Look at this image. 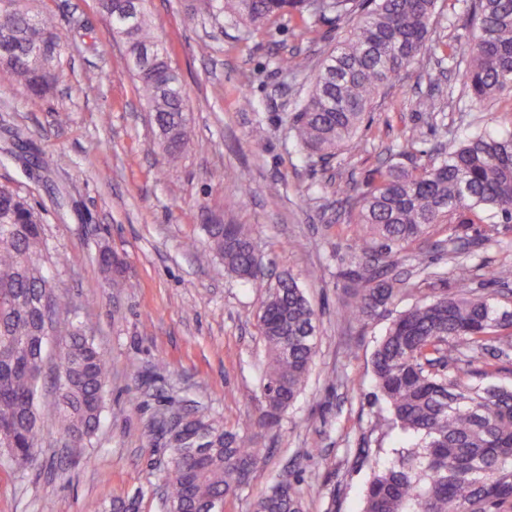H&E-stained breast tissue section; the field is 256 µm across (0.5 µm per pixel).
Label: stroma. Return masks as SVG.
<instances>
[{"mask_svg":"<svg viewBox=\"0 0 512 512\" xmlns=\"http://www.w3.org/2000/svg\"><path fill=\"white\" fill-rule=\"evenodd\" d=\"M53 16L62 37L60 77L42 110L0 67V185L25 196L44 228L46 271L74 305L107 359L105 409L91 444L58 435L54 350L42 365L35 467L20 472L0 455V512H100L113 497H135L139 512H164L161 495L172 450L158 421L181 401L234 426L256 418L267 357L258 331L259 292L229 276L201 229L205 212L251 233L268 283L286 271L318 315L320 344L302 394L280 423L258 432L250 484L224 512H252L254 501L292 470L305 512H360L376 462L400 441L383 431L384 401L374 396L372 355L392 318L433 293L424 272L448 273V235L470 256L473 287L496 291L512 310V226L438 224L428 240L406 245L380 269L405 282L384 314L345 316L358 267L356 225L336 206L337 182L362 184L401 135L420 149L488 125L512 129V96L473 110L455 78L432 65L402 72L377 97L355 147L329 168L305 162L290 133L304 81L278 72L295 47L320 61L344 37L348 19L319 24L316 40L295 17L244 30L212 18L201 0H147L152 36L171 49L188 95L189 142L167 163L158 130L135 90L125 47L94 0H32ZM471 33L462 0H439L432 34L456 49ZM258 103L239 109V91ZM249 191L235 196V179ZM196 240L195 250L185 243ZM110 246L122 262L104 273L96 260Z\"/></svg>","mask_w":512,"mask_h":512,"instance_id":"1","label":"stroma"}]
</instances>
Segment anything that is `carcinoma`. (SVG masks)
I'll return each mask as SVG.
<instances>
[{"label":"carcinoma","instance_id":"cac0c4a2","mask_svg":"<svg viewBox=\"0 0 512 512\" xmlns=\"http://www.w3.org/2000/svg\"><path fill=\"white\" fill-rule=\"evenodd\" d=\"M135 61L136 88L152 112L165 157L176 161L188 143L186 93L172 68L169 47L147 35L144 0H95ZM437 0H207L214 17L260 27L286 14L304 22L353 20L349 35L329 49L317 70L309 55L276 60L291 79L312 74L291 123L294 142L312 164H329L354 140L376 93L401 72L424 67L442 54L430 35ZM475 33L466 42L458 77L468 103L481 107L512 94V0H470ZM56 57L62 42L54 21L32 12L30 0H0V66L25 88L35 110L54 85L33 61L31 22ZM420 150L408 137L371 170L364 187L336 186L349 207L362 258L350 276L360 281L347 308L353 318L379 314L397 282L374 271L381 257L425 238L436 224H512V132L487 130L448 141V149L419 167ZM209 247L232 275L265 293L259 331L269 358L257 425H276L305 388L318 348V321L290 273L268 287L256 247L240 224H205ZM46 244L34 207L0 186V452L25 470L37 462L40 441L36 400L40 362L48 338L36 298L53 290L45 271ZM457 287L440 288L391 323L376 347L375 387L390 409L386 426L418 442L394 450L363 494L361 512H512V387L485 385L487 370L472 371L477 356L495 343L494 358L512 353V312L495 294H477L470 270L457 267ZM51 335L68 337L57 357L59 434L84 446L100 426L107 366L81 323L55 322ZM455 362L471 380L448 375ZM204 437L206 453L184 432ZM173 470L166 512H221L224 498L248 483L258 460L253 425L228 428L204 413L189 415L185 431L170 438ZM103 512H139L135 498H114ZM253 512H303L298 482L282 476L258 497Z\"/></svg>","mask_w":512,"mask_h":512}]
</instances>
